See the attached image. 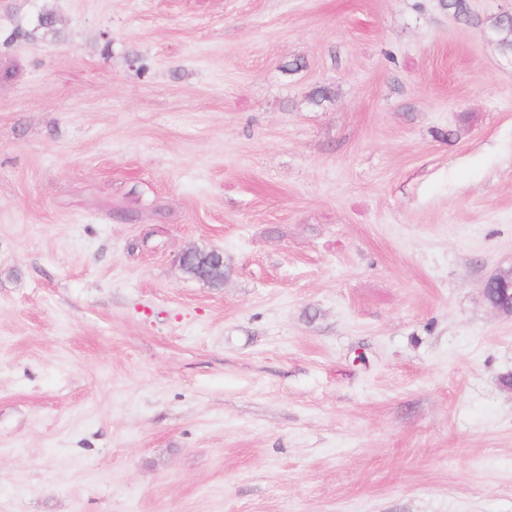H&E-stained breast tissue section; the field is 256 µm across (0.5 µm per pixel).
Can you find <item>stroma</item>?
<instances>
[{"instance_id": "obj_1", "label": "stroma", "mask_w": 512, "mask_h": 512, "mask_svg": "<svg viewBox=\"0 0 512 512\" xmlns=\"http://www.w3.org/2000/svg\"><path fill=\"white\" fill-rule=\"evenodd\" d=\"M510 267L444 0H0V512H512ZM179 264L194 272L199 277L211 282L224 280V255L213 251L205 260L200 258V252L189 250L179 256Z\"/></svg>"}]
</instances>
